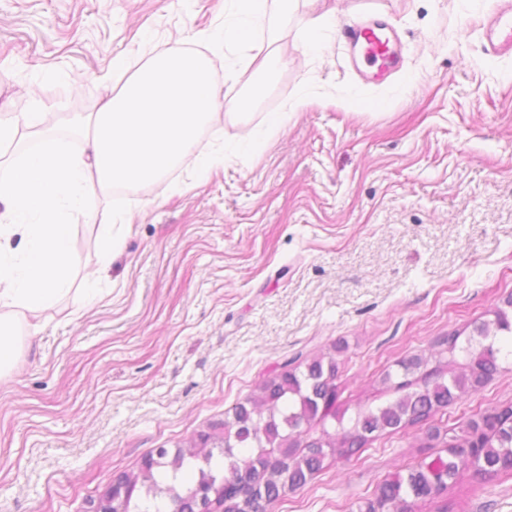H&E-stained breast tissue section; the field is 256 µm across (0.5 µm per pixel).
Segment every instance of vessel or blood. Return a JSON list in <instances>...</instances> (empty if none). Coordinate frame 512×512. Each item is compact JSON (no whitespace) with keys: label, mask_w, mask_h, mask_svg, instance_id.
Listing matches in <instances>:
<instances>
[{"label":"vessel or blood","mask_w":512,"mask_h":512,"mask_svg":"<svg viewBox=\"0 0 512 512\" xmlns=\"http://www.w3.org/2000/svg\"><path fill=\"white\" fill-rule=\"evenodd\" d=\"M487 51L500 54L512 50V14L507 9H495L486 33ZM342 39L360 50L373 78L399 70L402 59L394 48L392 27L382 21H355L344 26Z\"/></svg>","instance_id":"b4317fda"}]
</instances>
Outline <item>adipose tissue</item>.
<instances>
[{"label":"adipose tissue","mask_w":512,"mask_h":512,"mask_svg":"<svg viewBox=\"0 0 512 512\" xmlns=\"http://www.w3.org/2000/svg\"><path fill=\"white\" fill-rule=\"evenodd\" d=\"M267 0H232L224 26L227 42L250 47L246 65L254 92L271 79L270 56L257 57L255 20ZM108 92L78 125L86 139L83 154L67 153L33 110L0 119V378L10 374L26 329L37 314L61 297L84 308L98 299L92 281L76 283L70 265V227L65 206L86 210L88 188L140 186L186 163L210 170L218 158L197 150L202 128L223 109L246 111L249 100L223 103L206 51L164 52L131 66L113 58L100 78ZM35 135L38 147L27 157L9 156L21 137Z\"/></svg>","instance_id":"obj_1"}]
</instances>
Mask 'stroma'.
<instances>
[{
    "instance_id": "stroma-1",
    "label": "stroma",
    "mask_w": 512,
    "mask_h": 512,
    "mask_svg": "<svg viewBox=\"0 0 512 512\" xmlns=\"http://www.w3.org/2000/svg\"><path fill=\"white\" fill-rule=\"evenodd\" d=\"M225 0H0V114L46 104L69 130L124 54L195 47L211 33L221 98L199 145L207 173L177 169L99 194L95 216L67 211L76 277L103 297L41 311L18 366L0 379V512H89L155 449L176 450L293 358L334 357L339 400L373 397L381 372L438 337L493 324L512 296V54L489 57L492 0H271L258 40L277 65L254 93L246 49L223 43ZM336 26L312 30L318 15ZM365 14L397 29L402 70L364 81L341 29ZM237 73L225 80L227 69ZM302 107H295L297 98ZM291 118L270 133V116ZM130 224L108 268L100 219ZM512 404V372L440 411L441 440L406 428L336 462L271 512H357L378 484L444 451L462 420ZM512 512V474L475 471L416 512Z\"/></svg>"
}]
</instances>
